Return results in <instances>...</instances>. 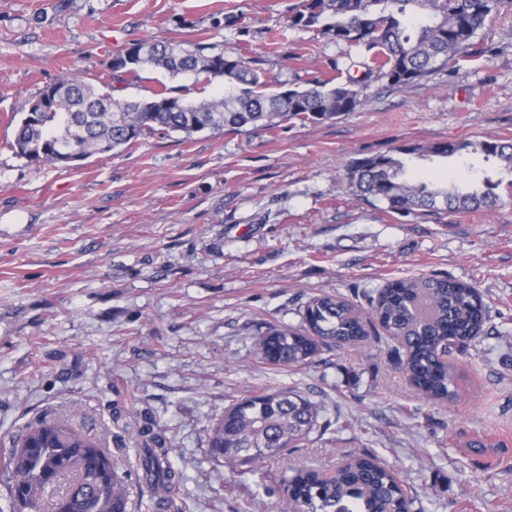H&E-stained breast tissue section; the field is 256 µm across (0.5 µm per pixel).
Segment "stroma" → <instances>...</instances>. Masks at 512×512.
<instances>
[{"instance_id": "obj_1", "label": "stroma", "mask_w": 512, "mask_h": 512, "mask_svg": "<svg viewBox=\"0 0 512 512\" xmlns=\"http://www.w3.org/2000/svg\"><path fill=\"white\" fill-rule=\"evenodd\" d=\"M299 2L0 0V465L26 426L64 418L111 454L130 512H149L144 426L181 475L168 512H279L281 472L353 453L395 468L413 512H512V173L479 154L406 158L415 182L495 184L494 210L448 215L392 214L343 180L406 144L512 141V6L483 34L490 59L371 81L364 106L322 124L158 133L69 167L11 147L29 102L69 74L123 98L223 96V81L157 69L117 81L113 55L139 40L245 48L273 91L359 61L292 27ZM422 276L473 284L490 311L454 355L453 402L427 401L385 337L290 368L258 354L259 329L298 325L313 296L364 306ZM269 388L316 405L308 439L259 474L215 458L212 424Z\"/></svg>"}]
</instances>
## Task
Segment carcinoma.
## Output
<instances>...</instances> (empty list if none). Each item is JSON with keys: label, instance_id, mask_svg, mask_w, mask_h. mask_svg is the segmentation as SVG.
<instances>
[{"label": "carcinoma", "instance_id": "1", "mask_svg": "<svg viewBox=\"0 0 512 512\" xmlns=\"http://www.w3.org/2000/svg\"><path fill=\"white\" fill-rule=\"evenodd\" d=\"M512 5L509 0H302L291 26L309 28L336 43L360 48L362 74L336 69L330 79L306 88L266 91L255 60L241 52H224L216 44L181 40H141L118 52L112 71L129 80L147 67L176 77L191 73L211 82L224 79L231 90L221 98L187 102L162 90L152 98H118L74 75L45 86L20 121L12 147L28 162L69 164L54 156L60 142L72 143L85 160L156 132L190 136L209 129L238 132L247 127L273 130L299 120L324 123L362 105L359 86L385 79L407 86L429 73L455 69L485 56L477 42L487 21ZM419 21L414 29L408 16ZM404 155L451 158L482 153L512 172V144L434 142L398 148ZM404 163L389 154L352 160L346 179L360 199L380 203L389 213L415 210L460 213L491 209L500 198L495 185L462 189L416 183L403 177ZM489 319L485 302L473 285L444 277L395 280L381 288L363 311L331 294L312 297L298 326L267 328L258 340L261 358L271 366L307 363L323 347H358L382 329L405 353L410 381L430 400L455 398L453 350L482 331ZM318 411L288 389L268 390L231 404L211 427L213 454L226 463L257 465L282 456L309 436ZM138 462L145 472L155 508L180 481L169 461L165 438L144 427ZM9 451L3 484L12 512H40L45 494L60 483L64 491L51 499V512H128V499L112 458L90 437L61 420H40L27 427ZM280 476L281 512H410L394 471L370 455L351 458L326 474L294 468Z\"/></svg>", "mask_w": 512, "mask_h": 512}]
</instances>
